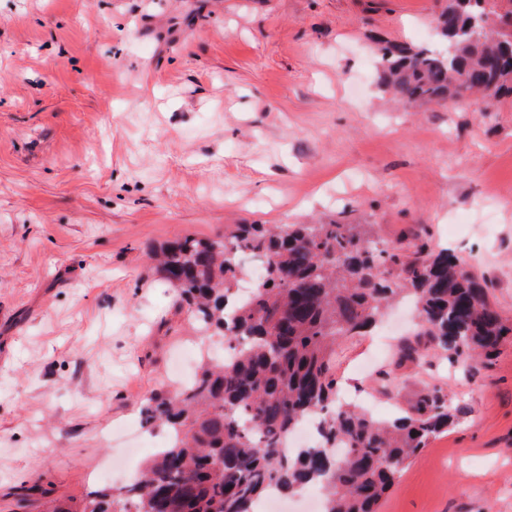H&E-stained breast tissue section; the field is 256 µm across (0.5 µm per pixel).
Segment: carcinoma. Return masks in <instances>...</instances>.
I'll list each match as a JSON object with an SVG mask.
<instances>
[{
	"instance_id": "1",
	"label": "carcinoma",
	"mask_w": 512,
	"mask_h": 512,
	"mask_svg": "<svg viewBox=\"0 0 512 512\" xmlns=\"http://www.w3.org/2000/svg\"><path fill=\"white\" fill-rule=\"evenodd\" d=\"M471 2L448 0L436 25L443 48L382 47L381 83L406 102L511 95L512 11L490 10L504 31L473 32ZM148 251L176 305L233 353L202 356L192 384L148 399L144 420L167 429V447L134 483L90 490L79 512H129L130 503L135 512H254L270 491L286 496L307 484L323 490V512H378L409 459L459 409L436 386L387 422L336 400V341L377 326L394 302L415 308L425 342L407 354L423 364L432 352L490 360L512 340V320L485 281L447 248L388 244L366 224H232L216 238L184 236ZM245 257L263 277L243 298ZM312 418L318 446H282Z\"/></svg>"
}]
</instances>
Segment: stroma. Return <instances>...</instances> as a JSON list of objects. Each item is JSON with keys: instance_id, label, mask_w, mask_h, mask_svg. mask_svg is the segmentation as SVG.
Here are the masks:
<instances>
[{"instance_id": "stroma-1", "label": "stroma", "mask_w": 512, "mask_h": 512, "mask_svg": "<svg viewBox=\"0 0 512 512\" xmlns=\"http://www.w3.org/2000/svg\"><path fill=\"white\" fill-rule=\"evenodd\" d=\"M447 0H0V512H78L164 447L141 407L204 338L147 249L228 224H368L448 247L512 318V96L405 105L377 47ZM340 340L344 395L461 409L379 512H512V342L491 362ZM43 495L25 501V487Z\"/></svg>"}]
</instances>
